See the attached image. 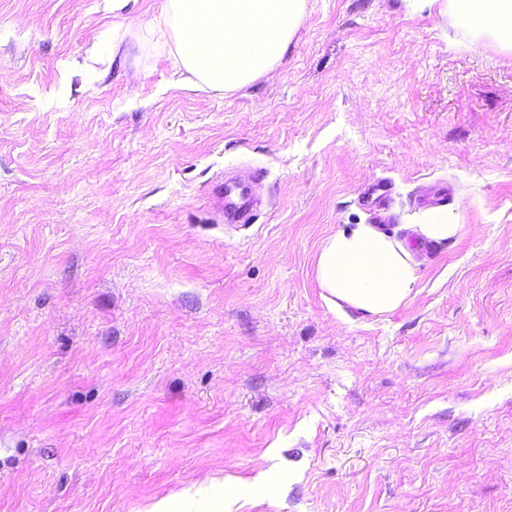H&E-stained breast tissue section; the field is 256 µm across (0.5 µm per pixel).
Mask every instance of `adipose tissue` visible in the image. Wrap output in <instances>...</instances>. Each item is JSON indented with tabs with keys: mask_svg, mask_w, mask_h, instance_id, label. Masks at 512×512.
<instances>
[{
	"mask_svg": "<svg viewBox=\"0 0 512 512\" xmlns=\"http://www.w3.org/2000/svg\"><path fill=\"white\" fill-rule=\"evenodd\" d=\"M420 12L439 7L470 48L486 43L512 52V0H405ZM306 11V0H164L144 39L167 56L186 86L227 93L248 86L279 66ZM454 209L423 210L411 230L436 244L457 240L463 226ZM418 263L407 240L373 224H344L324 239L315 278L329 307L339 314L384 315L410 299Z\"/></svg>",
	"mask_w": 512,
	"mask_h": 512,
	"instance_id": "adipose-tissue-1",
	"label": "adipose tissue"
}]
</instances>
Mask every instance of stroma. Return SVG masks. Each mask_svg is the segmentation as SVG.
I'll return each mask as SVG.
<instances>
[{"instance_id": "35a3bbf8", "label": "stroma", "mask_w": 512, "mask_h": 512, "mask_svg": "<svg viewBox=\"0 0 512 512\" xmlns=\"http://www.w3.org/2000/svg\"><path fill=\"white\" fill-rule=\"evenodd\" d=\"M124 65L108 0H0V512H512V53L438 10L307 0L220 95ZM258 178L253 224L214 207ZM381 204L369 199L378 181ZM465 195L396 311L339 318L343 224Z\"/></svg>"}]
</instances>
